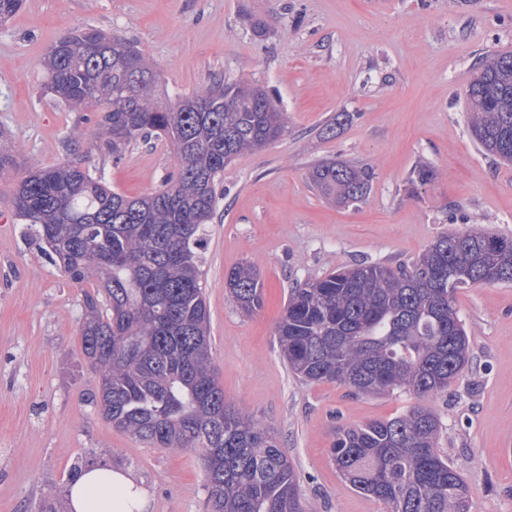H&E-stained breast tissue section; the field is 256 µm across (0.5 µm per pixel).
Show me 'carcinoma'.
Returning a JSON list of instances; mask_svg holds the SVG:
<instances>
[{"label": "carcinoma", "instance_id": "1", "mask_svg": "<svg viewBox=\"0 0 512 512\" xmlns=\"http://www.w3.org/2000/svg\"><path fill=\"white\" fill-rule=\"evenodd\" d=\"M54 99L97 111L93 147L118 158L164 140L177 171L130 199L66 159L34 169L12 203L26 234L84 292L83 356L91 391L112 426L153 447L199 453L211 512H306L299 477L276 438L226 401L211 366L202 286L208 224L224 167L288 131L286 113L258 85L213 82L174 104L153 65L117 31L89 27L41 58ZM468 129L498 162H512V53L486 57L466 92ZM310 183L338 205L362 201L373 172L343 160L312 167ZM512 283V237L471 228L441 235L410 262L359 261L291 288L276 328L292 373L362 395L404 389L420 399L469 362L458 290ZM224 286L246 314L264 306L258 270L242 264ZM441 422L418 404L389 420L340 428L332 457L353 488L388 512H470L466 482L438 448Z\"/></svg>", "mask_w": 512, "mask_h": 512}]
</instances>
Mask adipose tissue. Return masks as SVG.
<instances>
[{
	"mask_svg": "<svg viewBox=\"0 0 512 512\" xmlns=\"http://www.w3.org/2000/svg\"><path fill=\"white\" fill-rule=\"evenodd\" d=\"M72 512H148L146 491L129 474L91 466L71 484Z\"/></svg>",
	"mask_w": 512,
	"mask_h": 512,
	"instance_id": "adipose-tissue-1",
	"label": "adipose tissue"
}]
</instances>
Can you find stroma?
Segmentation results:
<instances>
[{
    "label": "stroma",
    "mask_w": 512,
    "mask_h": 512,
    "mask_svg": "<svg viewBox=\"0 0 512 512\" xmlns=\"http://www.w3.org/2000/svg\"><path fill=\"white\" fill-rule=\"evenodd\" d=\"M88 26L133 41L170 99L220 78L264 87L287 113L286 135L224 169L202 264L212 365L226 399L278 439L309 512H385L339 474L334 431L394 418L414 397L298 378L276 325L291 287L354 261H410L471 226L512 236V164L472 141L465 99L483 57L512 53V0H23L0 23V135L17 158L0 175V512H35L68 491L81 457L131 475L149 512H208L194 451L149 447L89 403L98 374L82 354L83 290L24 238L12 205L29 169L78 149L130 198L176 170L161 141L117 161L87 153L94 119L45 94L42 55ZM341 112L348 121L325 133ZM333 159L372 169L366 200L339 207L311 187V168ZM244 262L264 283L250 316L224 288ZM455 307L471 362L430 399L438 446L464 476L471 512H512V284L461 289Z\"/></svg>",
    "instance_id": "obj_1"
}]
</instances>
